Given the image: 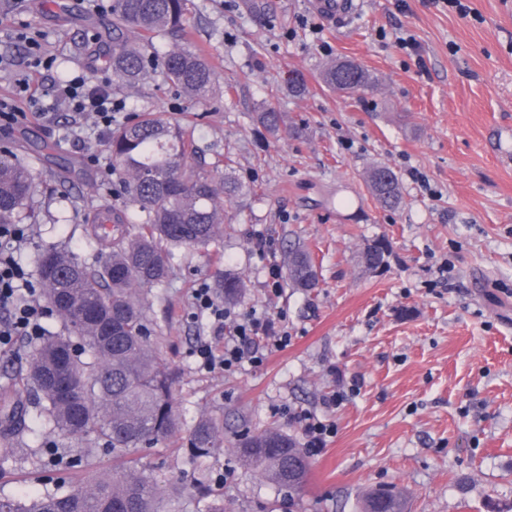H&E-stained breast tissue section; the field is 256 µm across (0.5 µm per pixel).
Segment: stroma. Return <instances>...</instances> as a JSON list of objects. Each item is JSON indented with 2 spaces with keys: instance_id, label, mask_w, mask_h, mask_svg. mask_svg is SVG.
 Instances as JSON below:
<instances>
[{
  "instance_id": "obj_1",
  "label": "stroma",
  "mask_w": 512,
  "mask_h": 512,
  "mask_svg": "<svg viewBox=\"0 0 512 512\" xmlns=\"http://www.w3.org/2000/svg\"><path fill=\"white\" fill-rule=\"evenodd\" d=\"M110 2L0 0V98L29 109L19 81L34 79L48 102L80 71L123 102L116 123L195 111L189 169L212 174L229 162L249 189L225 199L218 241L174 250L170 278L149 292V341L173 370L180 440L200 417L224 422V445L206 458L163 443L139 450L169 491V512H359L362 494L379 485L397 486L408 512H512V156L497 138L512 129V0H463L465 16L432 0H356L333 25L311 0H191L187 30L216 81L212 99L195 106L163 74L125 88L95 62L94 21ZM20 27L38 35L51 69L34 68L14 38ZM399 32L417 52L398 47ZM339 58L372 71L374 89L327 86L323 72ZM295 73L306 84L300 95L286 84ZM264 106L280 112L277 130L259 122ZM74 122L60 106L6 132L38 183L21 255L30 271L42 246L61 242L98 261L86 222L103 204L129 206L108 138H71ZM40 140L73 160L70 178L41 159ZM374 165L398 176L399 209L371 196ZM412 168L422 181L409 178ZM378 241L388 253L370 270L361 253ZM297 245L308 248L318 286L284 279L270 294V269H283ZM219 267L245 282L236 312L283 315L290 335L261 365L224 374L201 371L191 355L207 333L193 292ZM34 346L23 336L0 348V398L29 407L14 454L0 462V496L54 490L71 481L70 460L91 449L99 469L112 468L111 451L94 441L43 430L20 382ZM297 412L334 425L299 493L234 453L248 431L300 433Z\"/></svg>"
}]
</instances>
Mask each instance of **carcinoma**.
Instances as JSON below:
<instances>
[{"label": "carcinoma", "mask_w": 512, "mask_h": 512, "mask_svg": "<svg viewBox=\"0 0 512 512\" xmlns=\"http://www.w3.org/2000/svg\"><path fill=\"white\" fill-rule=\"evenodd\" d=\"M189 0H111L107 31L112 50L103 57L112 76L133 87L162 71L194 103L207 102L214 70L186 37ZM172 40L161 53L154 39ZM324 81L359 93L373 80L349 61L328 66ZM195 125L169 123L144 112L112 131V157L123 178L120 192L137 218L110 207L100 209L94 225L106 244L103 263L82 260L58 245L37 254V275L46 302L63 319V331L46 336L32 352L25 380L50 432L67 438L93 437L112 450V475H99L69 490L21 500L0 497V512H158L162 489L133 452L165 443L180 431L169 365L149 342L142 290L165 283L172 272V250L206 246L224 223L223 197L247 189L229 173L215 178L188 175L185 161L194 153ZM369 190L385 210L402 204L397 175L375 166L366 174ZM37 189L32 169L0 152V224H15ZM294 288H314L317 272L310 252L297 247L285 258ZM214 286L231 303L244 288L238 273L218 270ZM27 410L9 399L0 402V424L16 432ZM223 428L202 416L192 428L189 451L210 456L223 443ZM235 452L242 464L269 482L293 491L307 482L311 464L295 435L279 428L243 434ZM361 512H406L396 489H371Z\"/></svg>", "instance_id": "cac0c4a2"}]
</instances>
